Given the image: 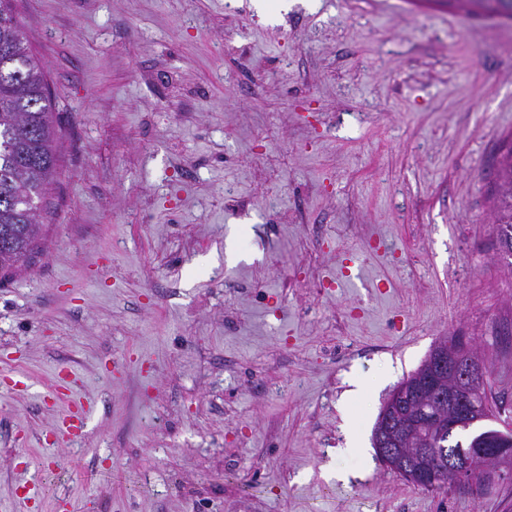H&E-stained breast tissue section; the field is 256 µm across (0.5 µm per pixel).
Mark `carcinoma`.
I'll list each match as a JSON object with an SVG mask.
<instances>
[{"mask_svg": "<svg viewBox=\"0 0 512 512\" xmlns=\"http://www.w3.org/2000/svg\"><path fill=\"white\" fill-rule=\"evenodd\" d=\"M55 104L44 64L32 51L14 0H0V275L26 266L43 237L58 166ZM496 242L512 241V146L497 161Z\"/></svg>", "mask_w": 512, "mask_h": 512, "instance_id": "carcinoma-1", "label": "carcinoma"}]
</instances>
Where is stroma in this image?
Returning a JSON list of instances; mask_svg holds the SVG:
<instances>
[{
	"label": "stroma",
	"mask_w": 512,
	"mask_h": 512,
	"mask_svg": "<svg viewBox=\"0 0 512 512\" xmlns=\"http://www.w3.org/2000/svg\"><path fill=\"white\" fill-rule=\"evenodd\" d=\"M16 8L61 145L41 250L0 276V363L28 384L0 394V512H512V473L427 490L372 446L444 336L483 357L489 425L512 430L490 202L512 20L442 0ZM72 399L92 412L60 444Z\"/></svg>",
	"instance_id": "obj_1"
}]
</instances>
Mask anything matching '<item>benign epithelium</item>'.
<instances>
[{
  "mask_svg": "<svg viewBox=\"0 0 512 512\" xmlns=\"http://www.w3.org/2000/svg\"><path fill=\"white\" fill-rule=\"evenodd\" d=\"M486 366L467 344L440 339L415 381L397 385L384 404L375 440L383 464L403 479L430 485V461L448 466V482L479 473L490 479L512 470L509 448L442 447L447 432L486 420L479 413Z\"/></svg>",
  "mask_w": 512,
  "mask_h": 512,
  "instance_id": "7a95c632",
  "label": "benign epithelium"
}]
</instances>
